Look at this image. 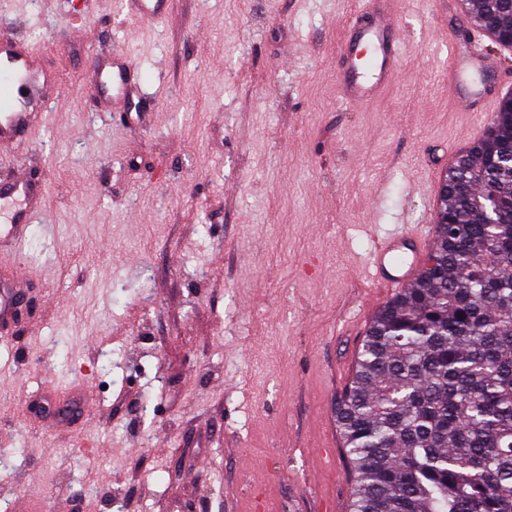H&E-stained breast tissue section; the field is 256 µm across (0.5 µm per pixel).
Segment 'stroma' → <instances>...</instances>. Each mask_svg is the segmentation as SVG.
I'll return each mask as SVG.
<instances>
[{
    "label": "stroma",
    "mask_w": 512,
    "mask_h": 512,
    "mask_svg": "<svg viewBox=\"0 0 512 512\" xmlns=\"http://www.w3.org/2000/svg\"><path fill=\"white\" fill-rule=\"evenodd\" d=\"M443 0H395L397 77L341 103L355 0H0L63 90L27 153L33 310L0 341L5 512H350L334 407L385 305L378 233L433 220L436 146L482 135L448 95ZM121 51L144 98H89ZM78 393L69 429L30 407ZM173 0H127L129 13L140 19L157 22L169 13Z\"/></svg>",
    "instance_id": "obj_1"
}]
</instances>
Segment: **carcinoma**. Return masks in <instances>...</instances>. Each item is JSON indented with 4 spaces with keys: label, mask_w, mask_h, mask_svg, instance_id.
<instances>
[{
    "label": "carcinoma",
    "mask_w": 512,
    "mask_h": 512,
    "mask_svg": "<svg viewBox=\"0 0 512 512\" xmlns=\"http://www.w3.org/2000/svg\"><path fill=\"white\" fill-rule=\"evenodd\" d=\"M512 42V0H462ZM418 278L372 319L336 420L350 512H512V97L444 176Z\"/></svg>",
    "instance_id": "cac0c4a2"
}]
</instances>
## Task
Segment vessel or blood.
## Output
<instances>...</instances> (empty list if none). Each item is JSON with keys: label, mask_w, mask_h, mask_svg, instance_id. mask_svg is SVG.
Masks as SVG:
<instances>
[{"label": "vessel or blood", "mask_w": 512, "mask_h": 512, "mask_svg": "<svg viewBox=\"0 0 512 512\" xmlns=\"http://www.w3.org/2000/svg\"><path fill=\"white\" fill-rule=\"evenodd\" d=\"M392 0H357L346 24V35L336 59L340 99L360 107L380 95L399 70L402 30L390 8ZM132 15L159 21L173 0H126ZM483 32L471 31L466 40L448 35V91L464 111H491L503 83L497 62L486 50ZM138 72L123 52L102 66L89 85L97 98L123 96ZM53 96L41 63V54L29 44L0 34V142L12 148L26 145L42 125ZM34 190L27 177L0 182V256L16 253L38 218L31 204ZM431 240L425 225L397 224L378 235L366 259L371 285L396 292L412 283L426 264ZM27 278L12 271L0 280V335H8L22 314L23 285Z\"/></svg>", "instance_id": "vessel-or-blood-1"}]
</instances>
